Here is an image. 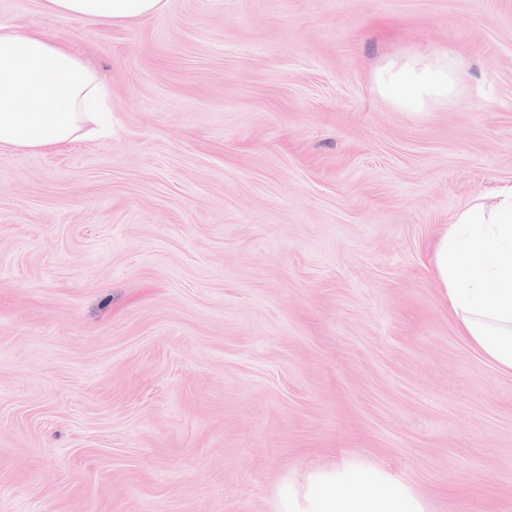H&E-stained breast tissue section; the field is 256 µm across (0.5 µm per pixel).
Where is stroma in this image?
Returning <instances> with one entry per match:
<instances>
[{"label": "stroma", "instance_id": "obj_1", "mask_svg": "<svg viewBox=\"0 0 512 512\" xmlns=\"http://www.w3.org/2000/svg\"><path fill=\"white\" fill-rule=\"evenodd\" d=\"M106 79L104 138L0 154V512H276L347 461L512 512V375L432 244L512 185V0H0ZM451 52L452 104L385 66ZM169 0H44L43 6L60 17L102 24H125L164 13ZM463 70L450 54L415 57L398 70L378 75L380 92L397 107L416 111L429 101L453 100L461 85Z\"/></svg>", "mask_w": 512, "mask_h": 512}]
</instances>
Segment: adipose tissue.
<instances>
[{
  "mask_svg": "<svg viewBox=\"0 0 512 512\" xmlns=\"http://www.w3.org/2000/svg\"><path fill=\"white\" fill-rule=\"evenodd\" d=\"M169 0H43L60 17L125 24L164 13ZM463 70L455 57H416L377 78L397 107L415 111L453 100ZM98 72L42 33L0 23V153L35 152L112 127ZM443 299L464 336L501 372L512 374V186L478 196L445 225L432 252ZM278 512H428L423 498L360 462L285 486Z\"/></svg>",
  "mask_w": 512,
  "mask_h": 512,
  "instance_id": "ef3b65f1",
  "label": "adipose tissue"
}]
</instances>
